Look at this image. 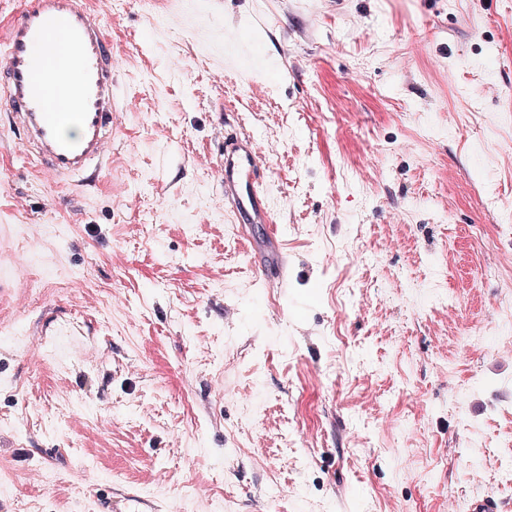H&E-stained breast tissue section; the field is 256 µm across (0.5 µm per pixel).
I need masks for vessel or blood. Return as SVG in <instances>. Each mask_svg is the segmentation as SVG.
Segmentation results:
<instances>
[{
	"mask_svg": "<svg viewBox=\"0 0 512 512\" xmlns=\"http://www.w3.org/2000/svg\"><path fill=\"white\" fill-rule=\"evenodd\" d=\"M121 63L89 0H21L0 40V104L11 114L12 129L22 132L23 147L54 175L79 180L109 162L112 76ZM61 94L71 97L72 111L59 109ZM68 123L76 125V137L62 135ZM263 166L253 136L225 137L218 166L224 200L234 223L265 225L269 254L258 268L272 271L278 282L288 270L259 180Z\"/></svg>",
	"mask_w": 512,
	"mask_h": 512,
	"instance_id": "b4317fda",
	"label": "vessel or blood"
}]
</instances>
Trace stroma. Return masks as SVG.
<instances>
[{
    "label": "stroma",
    "instance_id": "obj_1",
    "mask_svg": "<svg viewBox=\"0 0 512 512\" xmlns=\"http://www.w3.org/2000/svg\"><path fill=\"white\" fill-rule=\"evenodd\" d=\"M92 5L111 165L71 186L0 109V512H512V0ZM221 156L218 171L224 183V201L231 204L235 224H266L269 254L264 262H258V269L266 275L271 266L276 285L288 276V270L283 261L280 231L272 224L271 208L259 180L264 162L255 138L244 133L225 137Z\"/></svg>",
    "mask_w": 512,
    "mask_h": 512
}]
</instances>
